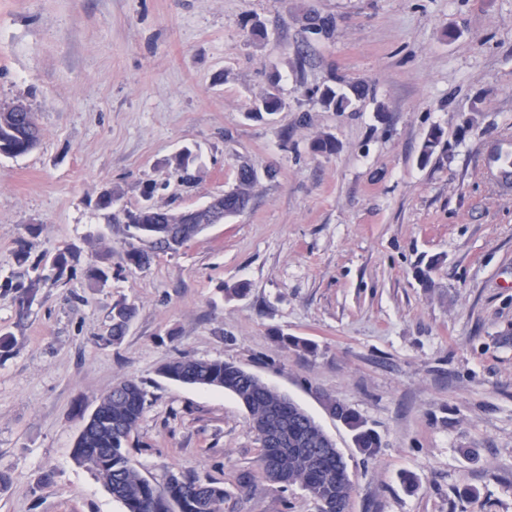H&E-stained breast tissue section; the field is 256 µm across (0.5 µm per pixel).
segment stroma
I'll return each instance as SVG.
<instances>
[{
	"label": "stroma",
	"instance_id": "35a3bbf8",
	"mask_svg": "<svg viewBox=\"0 0 512 512\" xmlns=\"http://www.w3.org/2000/svg\"><path fill=\"white\" fill-rule=\"evenodd\" d=\"M313 14L329 36L309 32ZM274 74L285 108L252 116ZM336 81L368 93L326 109L315 91ZM18 99L41 137L0 156V281L22 250L79 262L62 282L40 272L27 310L0 296V512H125L72 451L126 379L147 391L131 454L151 482L213 479L226 512H321L262 474L233 394L160 375L181 354L236 363L304 409L345 456L350 512H512V181L490 162L512 152V0H0V103ZM326 135L335 153H315ZM186 146L190 184L174 172ZM243 161L250 209L126 267L105 189L134 209L153 181L180 211ZM240 283L245 297H224ZM121 301L137 313L115 345ZM328 397L367 420L375 458Z\"/></svg>",
	"mask_w": 512,
	"mask_h": 512
}]
</instances>
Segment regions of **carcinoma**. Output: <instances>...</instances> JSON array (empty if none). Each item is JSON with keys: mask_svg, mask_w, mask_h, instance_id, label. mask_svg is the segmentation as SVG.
Segmentation results:
<instances>
[{"mask_svg": "<svg viewBox=\"0 0 512 512\" xmlns=\"http://www.w3.org/2000/svg\"><path fill=\"white\" fill-rule=\"evenodd\" d=\"M322 104L335 112H344L351 105V96L326 85L320 91ZM284 108L276 89L266 90L252 112L273 114ZM19 118V113L6 105L0 108V155L18 156L34 149L39 135ZM251 167L243 163L237 170L235 187L224 194L219 205L224 216L244 212L252 200L255 180L249 178ZM112 190L103 191L98 209L118 218ZM179 213L171 209L139 212L138 222L127 225L131 236L149 242L154 249L175 252L184 243L200 234L198 224L178 221ZM73 251L58 253L51 264L55 280L69 277L74 269ZM22 272L0 283L5 294H15L19 306H29L36 296L33 282L24 281V270L36 269L30 253L16 256ZM136 315L135 306L126 302L112 305V343L122 341ZM160 373L184 384L222 388L232 393L249 416V427L260 443L259 468L272 482L300 485L321 505V512H336V506L350 499L353 483L347 468L336 464V451L319 424L286 395L262 383L240 366L221 360H203L180 355L162 366ZM146 401L144 389L127 380L112 386L101 400L95 418L77 438L74 459L104 480L112 496L122 502L127 512H224L229 494L224 486L199 477L180 476L156 485L147 480L132 463L131 437L141 418ZM325 408L339 411L343 424L350 430L355 447L373 457L379 448L378 437L353 409H336V400L328 398Z\"/></svg>", "mask_w": 512, "mask_h": 512, "instance_id": "1", "label": "carcinoma"}]
</instances>
